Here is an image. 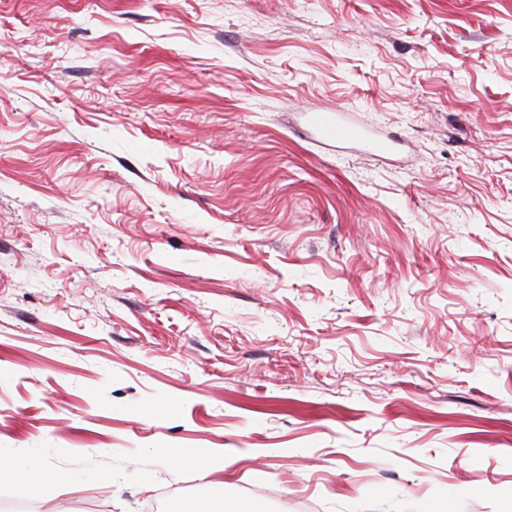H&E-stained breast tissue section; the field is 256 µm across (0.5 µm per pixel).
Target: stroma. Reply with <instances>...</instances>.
<instances>
[{"mask_svg":"<svg viewBox=\"0 0 512 512\" xmlns=\"http://www.w3.org/2000/svg\"><path fill=\"white\" fill-rule=\"evenodd\" d=\"M0 457L29 512H512V0H0ZM340 112L343 111L337 109L336 111L313 109L308 113V121L320 137L330 143H363L378 153H390L399 143L393 138L384 140L369 136L348 124L342 118ZM11 479L17 491L23 496H34L40 488L58 483L61 474L46 464H22L10 467Z\"/></svg>","mask_w":512,"mask_h":512,"instance_id":"obj_1","label":"stroma"}]
</instances>
